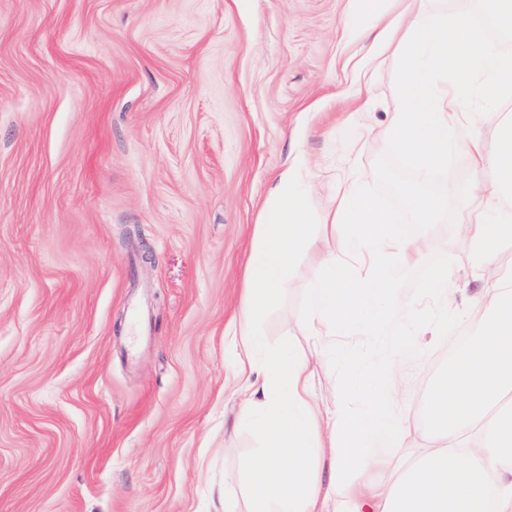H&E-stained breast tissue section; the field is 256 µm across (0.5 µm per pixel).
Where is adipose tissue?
I'll use <instances>...</instances> for the list:
<instances>
[{"label":"adipose tissue","instance_id":"1","mask_svg":"<svg viewBox=\"0 0 512 512\" xmlns=\"http://www.w3.org/2000/svg\"><path fill=\"white\" fill-rule=\"evenodd\" d=\"M386 5L351 0L348 22L396 51L388 121L379 129L368 124L374 105L360 95L349 110L425 176L446 168L449 154L465 144L474 176L457 200L468 246L491 259L479 297L484 322L432 389L428 418L447 435V447L411 452L407 423L387 408L396 361L417 339L398 334L379 366L336 346L334 337L377 336L406 318L398 286L415 273L448 299L467 290L447 252L400 232L368 192L369 173L353 162L334 183L335 207L320 214L310 208L309 162L282 172L260 210L244 298L225 333L237 367L228 394L264 438L248 469V512H512V262L495 259L501 243L512 241V119L490 148L475 132L478 113L465 109L471 97L494 106L512 92V50L481 37L469 15L446 22L416 4L398 26L375 28ZM318 238L324 248L288 347H268L260 326L271 294L288 286L300 249ZM304 340L313 354L300 350ZM321 358L334 362L341 381L340 399L329 403L315 392ZM324 451L331 454L325 474L316 466ZM396 461L405 466L402 476L379 479L378 471Z\"/></svg>","mask_w":512,"mask_h":512}]
</instances>
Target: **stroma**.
<instances>
[{"label": "stroma", "mask_w": 512, "mask_h": 512, "mask_svg": "<svg viewBox=\"0 0 512 512\" xmlns=\"http://www.w3.org/2000/svg\"><path fill=\"white\" fill-rule=\"evenodd\" d=\"M350 0H0V512H222L262 439L226 398L254 225L299 157L344 159L398 226L446 250L471 294L483 254L457 211L420 226L410 166L356 142L344 97L383 125L398 67L343 30ZM375 56V74L354 71ZM466 150L426 179L454 195ZM262 325L287 347L316 258ZM400 360L391 415L431 444L425 408L484 319L471 299Z\"/></svg>", "instance_id": "1"}]
</instances>
